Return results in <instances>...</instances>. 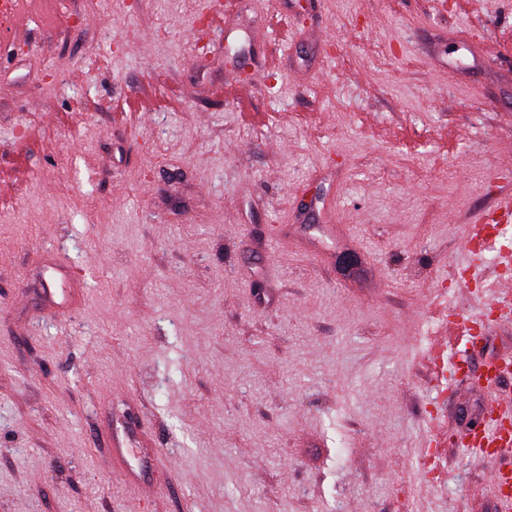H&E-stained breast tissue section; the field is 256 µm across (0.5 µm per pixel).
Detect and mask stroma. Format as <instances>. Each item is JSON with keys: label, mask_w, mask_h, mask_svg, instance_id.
<instances>
[{"label": "stroma", "mask_w": 512, "mask_h": 512, "mask_svg": "<svg viewBox=\"0 0 512 512\" xmlns=\"http://www.w3.org/2000/svg\"><path fill=\"white\" fill-rule=\"evenodd\" d=\"M34 0L0 39V512H499L512 0ZM448 476L421 466L432 420ZM131 432L132 450L113 453ZM501 224H470L467 231L466 243L470 257V268L478 269L484 262L485 251L494 248V240L491 237L490 227L493 229ZM469 320L463 321H449L448 322V331L449 332H457L461 336V341L464 340V348L457 350L458 360L461 362H466L467 353L469 350V346H474L475 343L479 342L483 336H473L472 327L469 325ZM497 414V418L491 423H486L473 438V450L482 462L491 465L496 451L490 448L510 450L512 447V432L510 427H505L509 422L511 425L512 407L510 403L494 401L490 406V414Z\"/></svg>", "instance_id": "1"}]
</instances>
